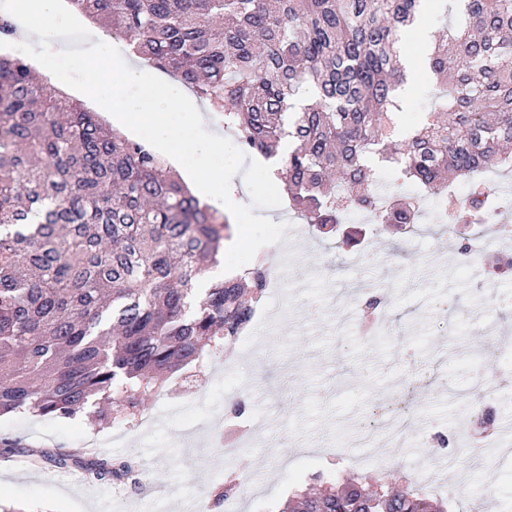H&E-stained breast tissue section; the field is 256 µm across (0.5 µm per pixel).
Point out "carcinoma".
<instances>
[{
    "instance_id": "obj_1",
    "label": "carcinoma",
    "mask_w": 512,
    "mask_h": 512,
    "mask_svg": "<svg viewBox=\"0 0 512 512\" xmlns=\"http://www.w3.org/2000/svg\"><path fill=\"white\" fill-rule=\"evenodd\" d=\"M122 34L142 61L176 75L235 133L277 159L288 208L332 235L346 212L415 223L416 206L379 203L372 162L414 183L417 199L512 172V0H458L461 24L430 46L444 97L402 132L401 39L424 0H69ZM292 142L284 156L280 142ZM227 218L196 199L148 146L51 87L21 58L0 59V415L135 420L178 370L233 342L270 277L198 285ZM97 479L105 458L53 457ZM279 512H445L405 487L309 488Z\"/></svg>"
}]
</instances>
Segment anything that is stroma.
I'll list each match as a JSON object with an SVG mask.
<instances>
[{"mask_svg": "<svg viewBox=\"0 0 512 512\" xmlns=\"http://www.w3.org/2000/svg\"><path fill=\"white\" fill-rule=\"evenodd\" d=\"M433 77L421 70L400 92L402 120L410 126L432 106ZM425 205L415 230L370 223L351 213L346 230L352 244L318 234L287 207L267 210L290 226L288 240L262 248L283 279L270 298L272 315L254 337L259 353L238 362L215 354L201 370V399L182 413L161 415L152 431L132 425L93 426L81 417L44 420L29 414L0 416V512H99V499L113 496L116 512H183L186 488L197 489L208 512H226L215 494L229 487L238 512H274L293 493L319 477L366 483L384 472L418 486L423 464L459 461L479 448L467 471L464 491L449 501L451 512H473L492 498L512 497V458L496 446L502 427L512 425V404L495 410L485 438L437 433L462 412L484 409L472 372L499 375L494 353L500 326H512V308L499 306L512 292V273L491 276L484 262L498 252L489 224L464 227L462 236L436 222ZM467 244L466 257L458 247ZM382 304L380 329L366 319L367 296ZM250 378L247 388L229 386L226 373ZM403 418L406 437L391 438L381 406ZM223 422L225 436L248 435L233 459L212 456L208 465L186 453L183 426L210 432ZM374 422L377 442L391 458L390 469L374 466L356 443L358 424ZM98 439V456L129 462L140 483L78 481L62 475L50 453L74 450ZM16 440L8 450L4 440ZM254 461L252 482H244L241 458Z\"/></svg>", "mask_w": 512, "mask_h": 512, "instance_id": "35a3bbf8", "label": "stroma"}]
</instances>
